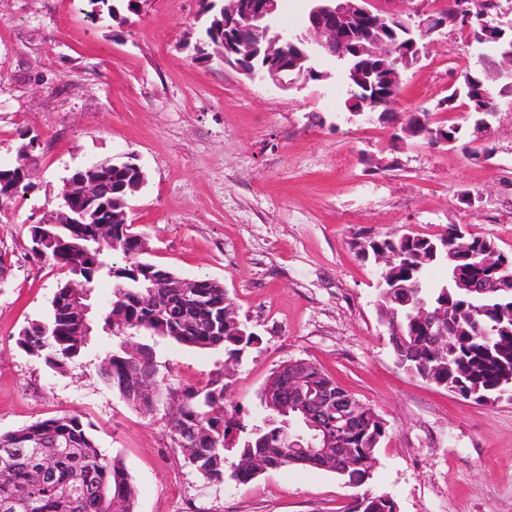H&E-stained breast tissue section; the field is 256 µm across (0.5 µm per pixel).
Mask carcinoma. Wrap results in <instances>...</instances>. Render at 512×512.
<instances>
[{"label":"carcinoma","mask_w":512,"mask_h":512,"mask_svg":"<svg viewBox=\"0 0 512 512\" xmlns=\"http://www.w3.org/2000/svg\"><path fill=\"white\" fill-rule=\"evenodd\" d=\"M94 5L91 14L105 11L114 17L119 8L132 11L136 0H89ZM204 47L197 49V59L224 60V19L220 9L209 5ZM479 69L460 73L465 97L469 102L466 124H447L448 140L456 143L477 125V109L494 100L500 90L494 62L501 45L489 41L482 44ZM398 89L387 87L379 107L389 122L405 118L421 125L420 138L429 140L432 124L423 123L425 112H398L394 108ZM109 191L101 205L119 214L130 191L125 185L131 171L102 163L94 170ZM0 177L9 179L15 190L27 188L29 174H20L18 166L0 168ZM458 225L450 224L436 234L392 230L369 234L352 246L364 260L373 259L380 246L395 257L399 272L389 275L379 288L378 313L387 328L396 365L406 372L438 386L447 388L476 403L499 401L512 393L504 384L512 378V265L488 277L489 292L469 294L457 287L453 267L448 265V246L457 240ZM64 242L62 252H47L54 264L63 271L51 300L48 317L24 328L18 345L28 354L60 369L69 362L93 351L97 336H118L113 331L110 305L84 322L69 312L71 300L79 295L90 304L97 284L112 282V298L126 311V330L144 339L141 352L131 358L118 343L108 351L101 368L102 381L115 391L136 376L152 378L157 397L164 401L180 395L183 407L175 419H167L170 438L181 449L185 459L209 482L222 483L229 479L246 484L255 478L253 458L264 457L272 468L298 466L315 469L311 456H298L282 432H297L299 425H277L266 428L262 419L248 420L241 409L224 402L227 384L217 378L203 386L186 385L181 389L166 386L153 345L155 337L181 346L198 349H224L228 357L238 359L258 342V336L246 331L236 320L226 291L213 286L211 279L198 278L202 292L212 308L182 322L168 311H155L150 299L168 294L166 287L170 270L146 258V250L135 235L113 245L99 240L91 232L76 234L70 224L52 228ZM437 265L447 266L446 281L438 288L424 286L426 272ZM422 302L426 311L448 309L442 322L430 317L418 323L413 306L404 303L406 297ZM313 383L344 394L317 366L311 369ZM358 424L343 439L341 447L349 449L350 464L330 467L360 492L355 494L347 512H393L394 504L385 495L373 493L372 479L376 450L388 434L387 421L374 408L360 403ZM178 428L196 429L210 437L206 447L197 448L191 442L176 438ZM18 449L13 471L0 476V512H135V489L123 461L102 454L96 448L82 417L64 414L22 426L0 434V452ZM56 457V478L39 484L33 478L41 466L43 455Z\"/></svg>","instance_id":"cac0c4a2"}]
</instances>
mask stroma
I'll list each match as a JSON object with an SVG mask.
<instances>
[{
  "instance_id": "1",
  "label": "stroma",
  "mask_w": 512,
  "mask_h": 512,
  "mask_svg": "<svg viewBox=\"0 0 512 512\" xmlns=\"http://www.w3.org/2000/svg\"><path fill=\"white\" fill-rule=\"evenodd\" d=\"M199 11L198 0H143L116 22L90 17L87 0H0V165H14L22 134L39 139L28 188L0 206V433L81 415L101 453L122 458L135 512H345L351 500L336 474L298 467L244 485L203 479L166 420L102 381L111 337L60 372L18 347L63 277L29 259L30 223L76 169L132 153L147 182L129 217L151 259L221 282L261 338L237 362L158 340L172 387L226 376L228 398L254 418L270 374L306 360L386 420L371 488L396 512H512V401L479 405L397 368L375 270L351 247L367 233L466 224L512 256V101L497 104L492 158L398 145L390 125L349 114L334 58L319 60L323 80L285 89L197 61ZM481 52L466 33L433 35L397 111L434 108ZM464 191L481 203L460 204Z\"/></svg>"
}]
</instances>
